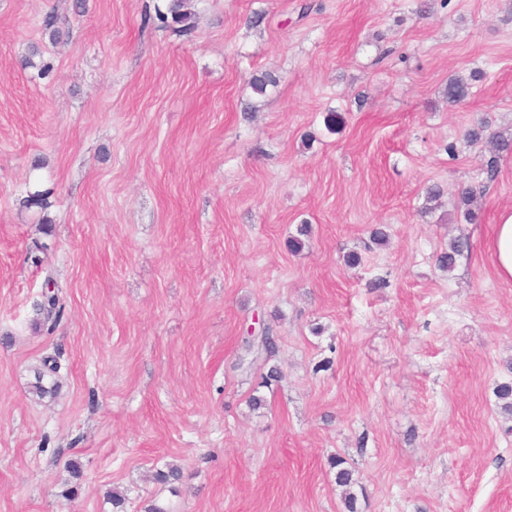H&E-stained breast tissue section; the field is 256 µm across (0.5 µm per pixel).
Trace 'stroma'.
<instances>
[{"label":"stroma","instance_id":"stroma-1","mask_svg":"<svg viewBox=\"0 0 512 512\" xmlns=\"http://www.w3.org/2000/svg\"><path fill=\"white\" fill-rule=\"evenodd\" d=\"M170 2L0 0V512H346L334 455L358 512H512V156L463 136L512 139V0H187L189 37ZM472 93V84L464 75L457 73L448 78V85L445 90V96L448 105L453 108H465ZM490 250L498 277L512 281V213L505 212L494 224ZM46 284H52L54 289L43 293V302L36 309L35 330L52 332L62 320L64 306L52 280L48 279ZM50 361L48 358L43 359V369L36 371L35 382L32 385V392L41 399L53 397L59 388L58 382L53 377L57 372V365ZM328 463L332 469H336V483L345 488L346 499L345 506L348 512H356L355 499L350 492L351 486L354 484L353 472L343 465L346 463L339 456H333L328 459Z\"/></svg>","mask_w":512,"mask_h":512}]
</instances>
